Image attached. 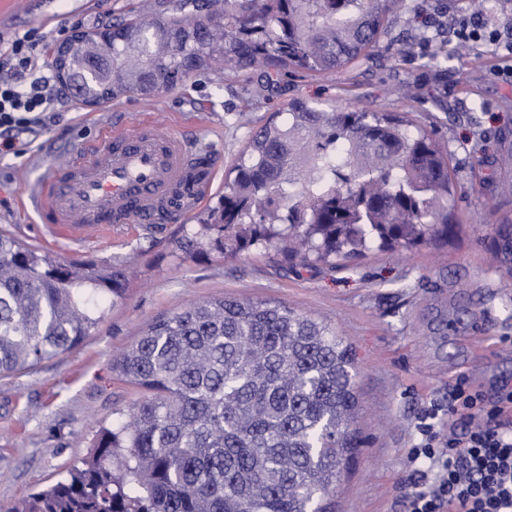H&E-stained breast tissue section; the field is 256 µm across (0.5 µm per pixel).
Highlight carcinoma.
Returning <instances> with one entry per match:
<instances>
[{
  "label": "carcinoma",
  "instance_id": "obj_1",
  "mask_svg": "<svg viewBox=\"0 0 512 512\" xmlns=\"http://www.w3.org/2000/svg\"><path fill=\"white\" fill-rule=\"evenodd\" d=\"M400 0H224L213 16L136 17L55 47L57 79L95 105L151 97L199 71L221 79L271 59L335 73L365 55ZM112 70L88 75L91 59ZM197 237L235 256L272 246L303 264L446 241L448 153L406 113L296 101L230 170ZM512 274V225L494 243ZM126 291L123 273L54 259L0 228V376L78 348ZM352 349L271 302L191 304L113 360L147 397L96 431L83 467L7 512H330L351 459Z\"/></svg>",
  "mask_w": 512,
  "mask_h": 512
}]
</instances>
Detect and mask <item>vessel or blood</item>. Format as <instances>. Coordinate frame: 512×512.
Segmentation results:
<instances>
[{
  "instance_id": "b4317fda",
  "label": "vessel or blood",
  "mask_w": 512,
  "mask_h": 512,
  "mask_svg": "<svg viewBox=\"0 0 512 512\" xmlns=\"http://www.w3.org/2000/svg\"><path fill=\"white\" fill-rule=\"evenodd\" d=\"M218 173L209 146L146 122L78 143L26 191L21 206L67 240L132 222L181 224L211 197Z\"/></svg>"
}]
</instances>
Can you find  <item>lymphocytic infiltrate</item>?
<instances>
[{
  "mask_svg": "<svg viewBox=\"0 0 512 512\" xmlns=\"http://www.w3.org/2000/svg\"><path fill=\"white\" fill-rule=\"evenodd\" d=\"M450 30L458 47H486L499 60L498 75L512 85L511 33L487 29L474 15L458 17ZM63 102L44 43L29 34L0 43L1 155L18 153L24 139L49 129ZM417 430L421 441L408 457L416 477L404 512H512L511 384L489 402L458 378L447 421L432 411Z\"/></svg>",
  "mask_w": 512,
  "mask_h": 512,
  "instance_id": "lymphocytic-infiltrate-1",
  "label": "lymphocytic infiltrate"
}]
</instances>
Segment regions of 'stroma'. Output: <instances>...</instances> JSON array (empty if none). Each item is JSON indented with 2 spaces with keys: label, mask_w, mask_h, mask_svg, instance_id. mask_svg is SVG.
<instances>
[{
  "label": "stroma",
  "mask_w": 512,
  "mask_h": 512,
  "mask_svg": "<svg viewBox=\"0 0 512 512\" xmlns=\"http://www.w3.org/2000/svg\"><path fill=\"white\" fill-rule=\"evenodd\" d=\"M469 0H402L368 54L331 74L278 64L111 105L60 106L55 126L22 155L0 156V227L57 259L125 272L124 299L106 307L85 343L33 372L0 377V512L51 485L85 458L99 425L142 400L112 360L156 320L194 302L272 301L335 328L355 354L358 446L336 482L335 512H403L408 453L425 410H447L458 376L490 391L512 381V292L491 254L512 224V87L484 49H460L448 30ZM184 0H0V41L32 34L56 46L131 15H192ZM339 110L408 112L447 151L454 169L445 243L371 248L363 256L304 265L271 247L235 257L183 246L205 211L181 224H126L103 240L52 236L17 208L23 179H41L75 142L150 120L209 144L227 175L250 136L292 101ZM489 343H482V336Z\"/></svg>",
  "instance_id": "stroma-1"
}]
</instances>
